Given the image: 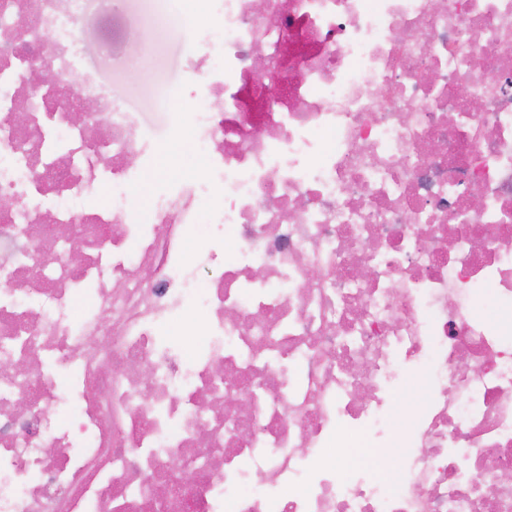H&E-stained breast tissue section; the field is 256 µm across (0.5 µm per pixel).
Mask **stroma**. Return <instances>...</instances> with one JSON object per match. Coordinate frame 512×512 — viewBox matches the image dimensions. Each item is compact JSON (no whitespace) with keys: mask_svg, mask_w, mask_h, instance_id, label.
<instances>
[{"mask_svg":"<svg viewBox=\"0 0 512 512\" xmlns=\"http://www.w3.org/2000/svg\"><path fill=\"white\" fill-rule=\"evenodd\" d=\"M188 0H115L110 14H103L99 0H85L84 22L75 34L85 67L97 70L99 78L112 95L140 116L143 132L156 151L177 145L174 165L155 162L146 170L142 185L133 200L142 205L160 187L173 182L185 167H201L204 157L195 153L188 138L175 136L171 130L172 113L182 111L183 100L171 95V88L183 80L187 42L180 32L182 18L191 14ZM121 36L124 49L149 46L151 61L144 78L133 81L99 66L100 41L107 32Z\"/></svg>","mask_w":512,"mask_h":512,"instance_id":"35a3bbf8","label":"stroma"}]
</instances>
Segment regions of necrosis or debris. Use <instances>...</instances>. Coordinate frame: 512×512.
I'll return each instance as SVG.
<instances>
[{"mask_svg": "<svg viewBox=\"0 0 512 512\" xmlns=\"http://www.w3.org/2000/svg\"><path fill=\"white\" fill-rule=\"evenodd\" d=\"M208 12L173 115L207 163L136 208L155 147L82 0H0V512H512V319L476 305L512 306V0ZM423 390V384L418 378H411L403 387L401 397L397 401L392 415V420L398 428L403 426L407 410L421 399Z\"/></svg>", "mask_w": 512, "mask_h": 512, "instance_id": "1", "label": "necrosis or debris"}]
</instances>
